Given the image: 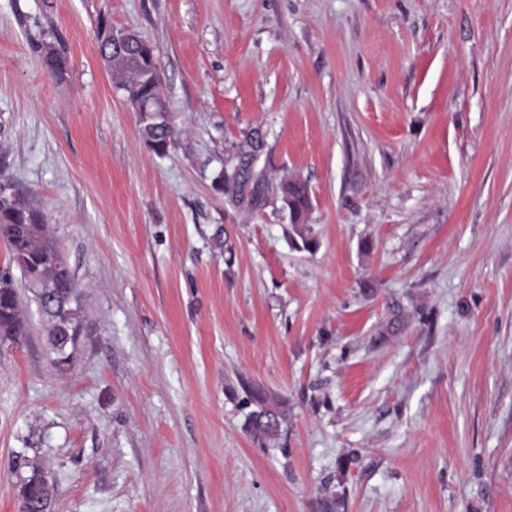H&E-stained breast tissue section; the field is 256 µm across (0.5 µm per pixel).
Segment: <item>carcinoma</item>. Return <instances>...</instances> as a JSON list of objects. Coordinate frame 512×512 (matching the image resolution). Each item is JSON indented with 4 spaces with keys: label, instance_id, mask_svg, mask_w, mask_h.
I'll list each match as a JSON object with an SVG mask.
<instances>
[{
    "label": "carcinoma",
    "instance_id": "obj_1",
    "mask_svg": "<svg viewBox=\"0 0 512 512\" xmlns=\"http://www.w3.org/2000/svg\"><path fill=\"white\" fill-rule=\"evenodd\" d=\"M121 30L102 34L101 55L107 64L112 85L125 97L141 100L155 108L140 113V133L155 154L163 156L175 141L173 117L166 112L159 87L160 77L154 47L148 41L112 48V37ZM264 147L262 135L255 131L243 145L227 150L228 160L213 180L214 189L241 199L250 194L256 203L264 193L260 180L255 178L254 163ZM280 197L288 201L291 231L301 240V249L310 251L315 241L307 237L306 219L312 209L307 184L298 177H288L277 186ZM47 218L8 181H0V239L10 249L11 260L20 269L30 288H41V301L48 317V335L56 336L78 330L80 307L78 288L72 275L64 270L62 257L46 232ZM0 335L24 336L26 325L20 315L18 296L6 292L0 295ZM255 409L246 417L245 429L257 441L271 440L278 435L281 415L268 403L261 392L251 394ZM29 468L21 479L28 502L27 512H43L52 505L56 489L45 481L44 470L34 461L22 458Z\"/></svg>",
    "mask_w": 512,
    "mask_h": 512
}]
</instances>
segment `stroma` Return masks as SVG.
Returning a JSON list of instances; mask_svg holds the SVG:
<instances>
[{
    "label": "stroma",
    "instance_id": "obj_1",
    "mask_svg": "<svg viewBox=\"0 0 512 512\" xmlns=\"http://www.w3.org/2000/svg\"><path fill=\"white\" fill-rule=\"evenodd\" d=\"M102 21L155 48L166 155ZM255 130L252 211L212 182ZM1 180L83 320L59 369L0 240L28 330L0 345V512L23 455L55 512H512V0H0ZM251 388L284 417L264 443ZM131 110V109H130ZM140 113V133L155 154L163 156L175 141V125L169 112L143 111L136 107ZM277 189L281 199L288 201L291 231L301 240V246L295 241L296 246L311 251L316 243L307 237L306 219L312 209L307 184L298 177H288L280 181Z\"/></svg>",
    "mask_w": 512,
    "mask_h": 512
}]
</instances>
